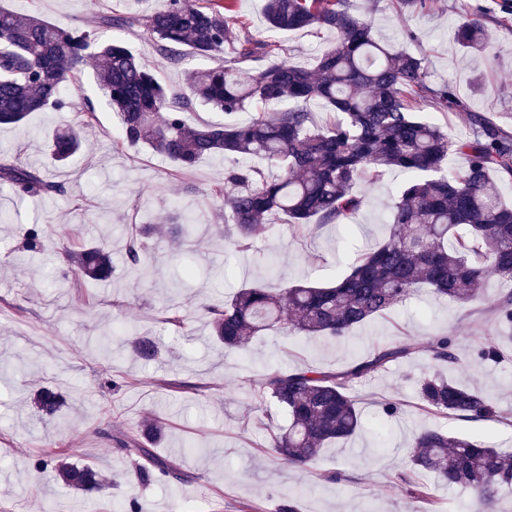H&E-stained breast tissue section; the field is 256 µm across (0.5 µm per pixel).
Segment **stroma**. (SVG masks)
Here are the masks:
<instances>
[{"label": "stroma", "instance_id": "35a3bbf8", "mask_svg": "<svg viewBox=\"0 0 512 512\" xmlns=\"http://www.w3.org/2000/svg\"><path fill=\"white\" fill-rule=\"evenodd\" d=\"M23 2L30 12L65 28L94 26L100 18L125 13L128 4ZM354 4L360 14L371 15L377 35L425 59L431 85L454 77L470 111L512 130V0H434L430 9L414 13L399 12L395 0ZM465 11L481 15L491 42L487 55L454 41ZM108 35L123 40L172 88L184 86L187 70L234 63L228 52L210 61L186 55L167 63L154 39L137 26ZM278 39L289 61L305 67L332 44L331 34L316 28L283 32ZM93 72L89 65L77 75L69 107L36 112L24 125L0 129V153L69 189L68 196L34 205L0 194V213L12 216L11 223H0V512H125L132 499L139 512H168L174 502L181 512H277L290 501L298 512H410L414 507L473 512L463 488H441L434 475L423 474L420 482L431 486L437 501H414L395 475L412 433L424 423L512 450V326L499 323L490 308L492 300L512 291V280L489 278L483 303L459 304L420 289L342 340L268 331L244 348L225 350L198 314H191L187 330L167 325L161 300L176 282L184 296L219 300L271 280L282 287L299 280L331 283L358 255L385 240L389 206L405 175L391 170L368 184L362 207L344 223L293 228L277 215L262 240L238 252L224 240V215L209 189L223 182L225 171L245 166V159L208 157L192 171L179 172L150 149L117 147L115 121L97 93ZM90 107L97 120L86 130L89 150L67 166H53L43 149L45 130L76 122ZM178 216L194 224V245L183 252L162 237ZM33 223L50 230L36 253L24 249V231ZM131 224L155 230L134 271L124 250ZM99 236L112 252L113 279L78 285L65 253ZM130 324L156 339L158 359L145 364L122 347ZM105 331L114 337L109 362L94 348ZM438 336L451 338L460 359L449 376L492 395L500 420L420 415L418 381L430 369L425 349ZM493 337L505 354L498 363L481 355ZM399 341L411 343V359L351 390L364 419L361 433L326 448L313 470L302 475L272 462L259 392L270 369L307 364L339 371L375 347ZM110 363L136 379V386L102 392L100 379ZM37 384L65 397L55 416L28 404ZM388 401L399 407L395 417L382 412ZM147 417L165 425L166 436L155 452L176 465L179 479L141 482L137 458L119 450L117 439L132 434ZM46 455L96 466L105 486L86 493L58 485L51 472L35 467ZM335 470L342 471V479L326 481V473Z\"/></svg>", "mask_w": 512, "mask_h": 512}]
</instances>
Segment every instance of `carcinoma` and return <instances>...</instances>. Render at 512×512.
<instances>
[{
	"instance_id": "obj_1",
	"label": "carcinoma",
	"mask_w": 512,
	"mask_h": 512,
	"mask_svg": "<svg viewBox=\"0 0 512 512\" xmlns=\"http://www.w3.org/2000/svg\"><path fill=\"white\" fill-rule=\"evenodd\" d=\"M236 0H166L149 12L130 18L114 15L104 23L124 29L138 23L157 42L159 55L178 62L187 47L207 59L224 52L233 27H245L236 15ZM267 36L245 35L234 47L236 58L272 62L247 78L228 66L187 72L180 91L162 85L121 40L100 43L84 28H63L11 6H0V125L23 122L31 113L61 110L74 74L91 58L99 60L94 77L115 116L119 142L145 146L190 171L206 157L233 154L262 158L278 167L268 177L248 167L225 173L210 195L224 209V236L237 251L265 236L271 217L283 215L291 227L312 223L340 224L359 210L362 180L374 181L388 169L408 174L391 205L390 233L371 252L355 259L349 271L327 286L293 284L273 289H239L220 306L204 305L213 335L227 349H239L262 332L285 329L293 334L344 339L355 327L390 312L417 289L427 287L457 303L482 302L484 282L495 274L512 279V204L492 180L512 174V132L469 111L448 80L437 88L427 81L424 60L379 40L371 20L357 13L352 0H264ZM326 29L334 45L310 68L288 61L276 37L283 31ZM457 43L473 52L487 49L481 16L467 13L455 33ZM429 100L473 128V137L451 138L439 125L415 115V105ZM319 102L330 110L317 125L308 105ZM202 103L240 122L190 126L183 114ZM95 120L88 108L78 124L55 127L48 136L51 159L64 163L85 147L84 129ZM453 154L467 157L461 170L448 168ZM20 200L65 196L67 187L43 178L22 164L0 161V192ZM191 224H173L169 238L186 243ZM150 228L143 226L126 242L132 265L146 249ZM46 232L41 224L25 229V248L37 252ZM77 275L94 281L111 277L110 255L91 245L68 252ZM164 322L186 327L181 303L169 297ZM132 351L150 361L159 348L146 337L130 340ZM434 366H454L458 357L446 336L426 348ZM404 342L377 347L366 359L342 371L309 366L272 369L260 382V392L288 417V427L272 436L270 456L290 469L308 471L328 444L363 429V419L349 395L350 386L386 366L410 359ZM424 415L458 419L498 418L492 398L479 388L459 385L439 374L419 379ZM33 403L52 415L60 395L39 389ZM165 428L144 420L122 449L143 461L141 475L176 473L155 455L153 444ZM39 470L50 469L58 484L90 492L105 479L89 467L64 460L40 459ZM421 471L434 474L449 487L469 491L476 512H501L499 491L512 485V453L490 441L452 435L439 427L419 430L409 443L399 482L413 497L429 490L413 482Z\"/></svg>"
}]
</instances>
